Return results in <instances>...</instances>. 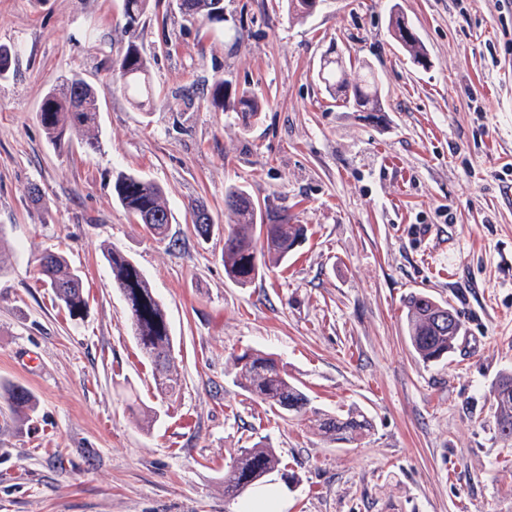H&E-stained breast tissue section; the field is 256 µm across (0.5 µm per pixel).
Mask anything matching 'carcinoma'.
<instances>
[{"label":"carcinoma","mask_w":512,"mask_h":512,"mask_svg":"<svg viewBox=\"0 0 512 512\" xmlns=\"http://www.w3.org/2000/svg\"><path fill=\"white\" fill-rule=\"evenodd\" d=\"M124 15L130 24L136 23L146 12L150 0H123ZM180 13L198 16L216 25L224 21V0H182ZM392 37L410 54L413 61L426 60V49L415 32L404 20L391 21ZM131 72L120 81V88L139 99L144 106L151 101L153 88L148 80V62L139 48L130 44L118 63V72ZM319 80L336 95L351 89L346 102L354 108L379 111L383 105L379 89V76L369 67L354 83L349 82L342 62L327 58L318 71ZM233 110L243 119L257 115L259 103L244 91L233 101ZM40 123L50 141L60 146L73 136L83 137L90 150L98 148L94 132L99 122V96L97 90L77 74L64 79L45 96L40 110ZM113 194L122 207L143 224L156 240L167 236L173 214L163 189L144 178L120 172L112 184ZM225 198L232 213L233 225L224 235V273L232 282L245 287L285 261L305 241L307 226L289 223L288 215L262 211L247 190L232 185L225 189ZM214 220L202 208L193 209V230L203 237L211 232ZM112 274V287L126 303L133 338L141 353L155 367L156 389L165 395L175 394L178 378L172 351L174 338L165 310L141 269L129 258L114 249L104 252ZM41 275L52 289L60 304L71 316H77L86 306L85 286L78 270L61 253L44 257ZM450 309L446 302L417 292L409 296L405 305V323L409 344L423 361L441 359L451 352L456 337L448 335V327L440 324L442 311ZM235 376L250 395L259 399L270 410L281 415L300 413L309 404V398L280 368L270 354L245 352L234 360ZM512 386V374H504L494 384L495 416L500 433L512 438V393L504 388ZM0 397L11 411L21 413L35 410L31 392L17 384L0 389ZM324 433L335 440L350 441L370 430V421L351 411L346 415L329 417L320 424ZM280 457L275 449L257 444L243 448L231 459L224 470V497H241V486L254 489L267 476L279 470Z\"/></svg>","instance_id":"obj_1"}]
</instances>
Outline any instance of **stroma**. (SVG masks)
<instances>
[{"instance_id":"stroma-1","label":"stroma","mask_w":512,"mask_h":512,"mask_svg":"<svg viewBox=\"0 0 512 512\" xmlns=\"http://www.w3.org/2000/svg\"><path fill=\"white\" fill-rule=\"evenodd\" d=\"M394 9L426 65L394 41ZM0 44L16 52L0 78V380L37 401L24 417L0 401V512H238L224 469L258 443L281 458L271 480L286 512H512V439L493 399L512 372V0H322L304 19L285 0H224L215 27L175 0H151L132 25L123 0H0ZM131 44L159 93L150 109L113 86ZM326 54L379 74L381 111L327 92ZM73 73L100 93L94 151L52 145L40 123ZM219 78L227 98L260 100L251 124L164 104ZM121 172L165 190V240L114 197ZM231 185L308 227L284 266L244 288L221 258ZM198 205L218 233L196 235ZM113 248L165 308L175 396L157 392L131 336ZM48 251L83 273L78 317L41 279ZM414 292L460 316L443 360L409 345ZM255 350L306 392L305 411L279 418L241 388L233 360ZM348 410L371 421L364 436L319 430L320 415Z\"/></svg>"}]
</instances>
